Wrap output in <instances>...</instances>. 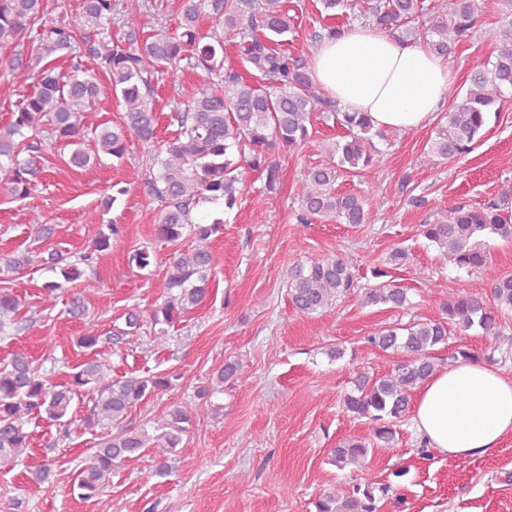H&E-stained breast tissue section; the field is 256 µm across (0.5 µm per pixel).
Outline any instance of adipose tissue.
I'll use <instances>...</instances> for the list:
<instances>
[{"label": "adipose tissue", "instance_id": "adipose-tissue-1", "mask_svg": "<svg viewBox=\"0 0 512 512\" xmlns=\"http://www.w3.org/2000/svg\"><path fill=\"white\" fill-rule=\"evenodd\" d=\"M311 77L347 112L385 130L423 128L447 104L456 74L445 58L371 27H352L316 48ZM411 423L428 448L451 458L495 448L512 434V379L479 363L437 372Z\"/></svg>", "mask_w": 512, "mask_h": 512}]
</instances>
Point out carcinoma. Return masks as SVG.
I'll use <instances>...</instances> for the list:
<instances>
[{"instance_id": "obj_1", "label": "carcinoma", "mask_w": 512, "mask_h": 512, "mask_svg": "<svg viewBox=\"0 0 512 512\" xmlns=\"http://www.w3.org/2000/svg\"><path fill=\"white\" fill-rule=\"evenodd\" d=\"M512 12V0H448L431 10L416 27L414 16L422 13L420 0H375L366 12L372 27L403 36L437 55H450L457 43L470 36L481 14L500 10ZM208 15L214 25L208 33L198 30V20ZM126 30L127 45L109 39L112 24ZM146 21L138 11L116 18L112 0H80L76 10L52 14L43 0H0V47H19L32 37L30 53L18 51L0 59V68L14 80L31 82L33 92L0 127V187L14 198L27 197L35 187L39 169L34 155L47 149L69 151L67 163L84 168L108 155L122 162L133 143L154 146L157 115L152 80L170 69L199 70L203 84L185 104L171 113L174 134L155 150L149 178L150 191L158 201L154 209L155 236L178 243L189 234L195 245L177 249L168 259L166 292L162 302L148 311L132 309L123 315L124 327L116 336H135L144 322L156 326L171 324L181 314L203 306L209 298L214 258L210 239L223 233L224 220L197 222L193 210L207 205L231 211L249 193L248 183L238 169L243 165L262 168L265 189L276 191L279 163L276 155L307 142L312 115L323 104L309 69L278 47L291 31V19L281 0H181L179 32L164 30L142 39ZM93 29L102 37L82 35ZM493 58H475L468 63L465 96L444 115L428 154L450 160L471 151L486 124V115L500 98L502 89L512 88V21L494 34ZM238 48L243 59L257 72L263 84L245 80L224 67V46ZM85 57L96 62L107 75L115 101L122 109L119 122L94 123L91 112L105 109L96 77L79 62ZM60 58L74 60L66 75L55 72ZM340 125L346 135L329 147L331 162L315 166L304 175L298 194L297 223L336 220L343 224H365L369 220L367 195L377 192L368 185L367 195L339 194V171L362 172L381 163V152L373 137L384 138L363 112H344ZM512 182L506 181L499 196L479 207L459 205L431 224L422 225V235L439 250V258L470 272L482 269L490 252L483 240L488 234L512 239ZM91 244L94 252L125 248L123 229L108 225ZM128 264L140 270L151 266L155 255L142 246L127 251ZM83 255L71 261L56 252L43 257L21 251L5 259L12 270L39 264L47 271L60 272L62 280H48L42 289L53 299L66 284L83 276ZM387 272L373 271L379 280L364 289L369 305L402 308L408 302L405 289L384 280ZM288 295L300 316L322 313L339 298L356 288L351 264L341 255L297 261L286 271ZM491 299L466 291L439 302L442 319L412 321L389 327L367 337V343L397 356L391 371L383 376L364 369L356 373L353 388L343 398V407L355 421L372 424V438L347 439L331 450L332 462L343 468L361 467L374 447L396 446V426L406 416L414 389L422 386L439 367L479 359L468 350L448 353V359L434 354V348L448 342V325L466 332L475 327L486 335L501 332L499 311L512 310V273L490 285ZM13 327L29 328L21 301L0 289V332ZM112 337L102 336L89 322L78 338V346L93 358L75 367L63 384H54L40 372L28 354L13 353L0 367V467L14 465L29 448L25 425L31 416L46 415L63 423L74 402L84 394L93 395V406L84 420L89 430L106 429L122 422L131 408L167 391L177 375L127 376L114 379L112 367L98 346ZM238 362H226L216 374L212 392L224 391V383L241 375ZM207 403L187 410L170 408L156 422L155 433L122 427L99 443L77 473L73 490L81 499L101 494L118 462L141 456L147 449L166 458L178 454L194 426L205 414ZM315 512H377L375 487L357 482L348 489L322 493Z\"/></svg>"}]
</instances>
